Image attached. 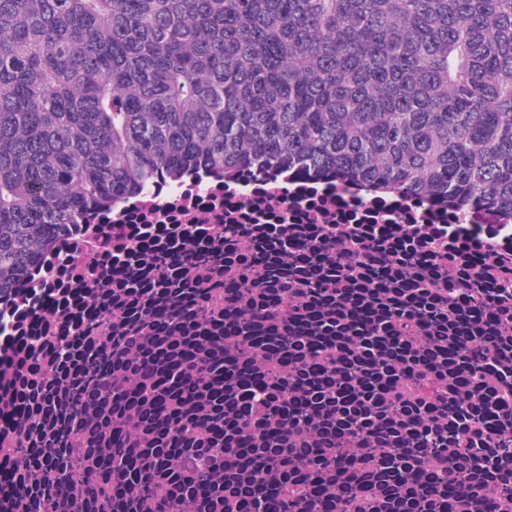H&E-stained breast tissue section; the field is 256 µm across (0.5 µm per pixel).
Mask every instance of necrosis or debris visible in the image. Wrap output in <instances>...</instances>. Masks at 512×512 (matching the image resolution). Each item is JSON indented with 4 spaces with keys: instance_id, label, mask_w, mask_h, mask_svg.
Instances as JSON below:
<instances>
[{
    "instance_id": "4bbe7bcc",
    "label": "necrosis or debris",
    "mask_w": 512,
    "mask_h": 512,
    "mask_svg": "<svg viewBox=\"0 0 512 512\" xmlns=\"http://www.w3.org/2000/svg\"><path fill=\"white\" fill-rule=\"evenodd\" d=\"M373 224L392 225L397 233L421 228L432 235L445 228L443 246L455 237L505 225L493 242L512 253V215L487 203L447 205L429 197L379 193L335 177H307L292 172L262 178L242 174L190 176L177 183L159 182L129 195L112 210L54 238L27 281L20 304L7 308V335L44 337L41 364L56 358L58 337L88 328L93 336L117 333L126 316L158 288H207L215 303L224 301V242L234 228L247 226L253 238L267 242L270 280H325L336 266L339 244L330 235L343 227L356 234L348 245L357 287L395 288L402 270L421 274L405 251H391L371 240ZM315 235L307 250L283 253L284 244ZM329 244H321V237ZM25 381L16 379L1 412H14L8 447L18 445V430L31 422L52 423L64 433L68 424L52 412L31 409L19 414Z\"/></svg>"
}]
</instances>
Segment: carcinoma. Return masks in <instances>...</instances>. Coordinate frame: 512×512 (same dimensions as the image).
<instances>
[{"mask_svg": "<svg viewBox=\"0 0 512 512\" xmlns=\"http://www.w3.org/2000/svg\"><path fill=\"white\" fill-rule=\"evenodd\" d=\"M242 168L512 211V0H0V305L58 230Z\"/></svg>", "mask_w": 512, "mask_h": 512, "instance_id": "cac0c4a2", "label": "carcinoma"}]
</instances>
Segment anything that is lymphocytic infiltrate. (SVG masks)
<instances>
[{"label":"lymphocytic infiltrate","mask_w":512,"mask_h":512,"mask_svg":"<svg viewBox=\"0 0 512 512\" xmlns=\"http://www.w3.org/2000/svg\"><path fill=\"white\" fill-rule=\"evenodd\" d=\"M424 286L261 287L248 232L228 241L224 307L209 289L160 291L161 305L110 339L112 445L143 448L189 486L143 480L147 460L124 478L102 479L95 450L50 440L1 448L0 460L57 454L86 464L84 482L104 512H451L463 501L482 512L512 507V479L497 463L512 455V287L493 303L457 286L462 253L481 237L434 251L414 237ZM199 323L223 321L220 336H183L173 308ZM195 428L192 447L168 436ZM485 460L482 476L470 462Z\"/></svg>","instance_id":"obj_1"}]
</instances>
